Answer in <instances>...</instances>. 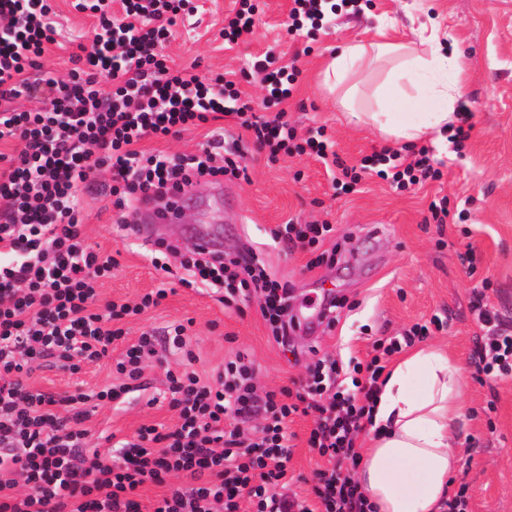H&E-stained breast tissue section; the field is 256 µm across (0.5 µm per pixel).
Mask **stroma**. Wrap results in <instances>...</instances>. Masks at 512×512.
<instances>
[{"label": "stroma", "instance_id": "stroma-1", "mask_svg": "<svg viewBox=\"0 0 512 512\" xmlns=\"http://www.w3.org/2000/svg\"><path fill=\"white\" fill-rule=\"evenodd\" d=\"M72 3L54 0L56 43L42 60L44 69L60 76L70 68L78 45H90L96 23L92 13L77 11ZM190 6L163 46L169 63H199L202 73L236 80L258 102L262 92L249 76L251 64L275 51L281 64L300 71L284 105L290 126L301 140L325 135L332 155H283L268 162L254 151L238 119L224 117L219 121L224 143L239 149L247 179L225 182L218 201L208 198L205 183L186 187L176 221L158 225L156 236L188 247L192 240L185 227L205 225L219 231L224 250L250 244L268 273L287 284L291 311L319 306L329 289L341 304L338 321L312 336L296 327L288 347L277 345L257 297L233 310L206 290L179 286L153 267V242L129 236L118 224L112 196L85 193L86 241L118 262L100 288L102 298L135 301L168 289L159 307L125 322L128 338L189 323L200 374H211L244 349L259 365L262 383L271 386L304 375L313 355L363 359L375 339L417 322H440L425 343L444 347L462 366V405L468 415L452 484L467 487L469 512H512V375L493 379L476 372L473 355L482 331L470 304L474 288L490 280L488 302L503 328L512 331V0H359L353 8L337 6L318 26L297 35L288 32L292 0H256L253 33L230 49L220 32L236 0H191ZM381 17L406 38L417 39L422 28L433 27L441 39L458 44L465 65L462 98L472 111L473 130L462 144L433 147L434 166L442 173L438 180L401 190L369 171L345 193L333 186L342 167L360 166L387 143L375 131L349 122L341 91H329L322 72L338 46L374 39ZM441 198L448 201L449 215L439 227L429 205ZM288 222L332 224L335 232L322 249L334 252L333 262L313 267L305 251L275 246L272 230ZM177 363L171 353L150 362L143 397L124 411L97 408L88 427L121 438L144 424L171 423L172 411L148 400L165 389L166 372ZM111 369L108 360L83 366L75 375L38 369L31 382L56 394L88 393L109 380ZM311 425L308 417L289 424L296 435L291 489L303 497L320 465L305 444Z\"/></svg>", "mask_w": 512, "mask_h": 512}]
</instances>
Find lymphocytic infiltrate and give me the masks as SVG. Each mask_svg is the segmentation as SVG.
Here are the masks:
<instances>
[{
	"label": "lymphocytic infiltrate",
	"instance_id": "lymphocytic-infiltrate-1",
	"mask_svg": "<svg viewBox=\"0 0 512 512\" xmlns=\"http://www.w3.org/2000/svg\"><path fill=\"white\" fill-rule=\"evenodd\" d=\"M187 0H91L97 24L90 48L71 55L66 77L30 69L50 45L56 29L50 0H0V512H142L145 486L162 487L151 512H376L353 477L362 455L357 447L363 423L371 421L385 371L384 360L426 339L428 326L414 324L401 334L374 341L367 362L327 357L312 360L298 386L265 387L248 354L225 361L214 381L194 369L198 360L187 328L165 329L179 350L183 369L168 371L158 403L173 411L172 425H141L133 435L101 437L90 447L88 402L122 410L140 389L150 360L159 355L156 336L125 342L120 320L159 306V288L138 301H101L99 281L111 276V255L87 244L79 195L98 186L110 171L109 193L120 223H132L141 206L200 179L240 178L245 170L223 155L224 135L212 132L200 154L164 155L139 150L148 137L176 136L230 109L268 160L279 154L314 152L327 145L298 143L281 111L292 94L295 72L273 52L251 66L265 92L271 117L255 115L249 97L234 81L210 79L196 65L173 68L159 52ZM40 110L19 112V96ZM375 169L381 179L405 189L441 176L428 148L413 159L383 150L360 168H343L357 183L359 172ZM178 255L186 288L206 286L225 306L237 296L257 295L261 316L275 343L287 346V284L271 278L250 245L208 255L191 248ZM471 307L485 329L474 357L478 372L512 374V333L501 329L485 295ZM124 349L114 382L79 395H56L29 382L43 366L78 372L85 363ZM351 375L352 390L336 380ZM312 416L306 443L326 462L315 473L311 498L289 492L293 455L288 424Z\"/></svg>",
	"mask_w": 512,
	"mask_h": 512
}]
</instances>
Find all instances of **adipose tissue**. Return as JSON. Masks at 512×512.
I'll return each instance as SVG.
<instances>
[{
    "label": "adipose tissue",
    "mask_w": 512,
    "mask_h": 512,
    "mask_svg": "<svg viewBox=\"0 0 512 512\" xmlns=\"http://www.w3.org/2000/svg\"><path fill=\"white\" fill-rule=\"evenodd\" d=\"M386 28L379 22L376 40L341 46L326 80L344 87L342 102L357 123L399 143H444L462 96L460 50L444 52L433 32L422 54L412 45L384 41ZM385 56L395 57L396 64L377 85L373 107L361 108L347 80ZM424 98L437 100L439 109L416 111ZM461 376L460 367L439 349L409 354L386 376L373 413L372 444L356 473L377 512H440L457 466L452 439L466 422L459 403Z\"/></svg>",
    "instance_id": "ef3b65f1"
}]
</instances>
